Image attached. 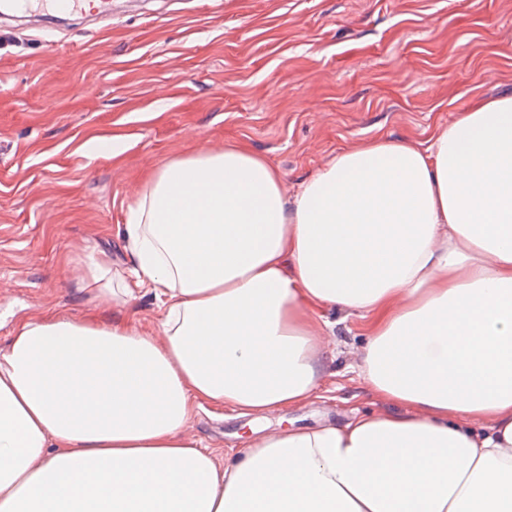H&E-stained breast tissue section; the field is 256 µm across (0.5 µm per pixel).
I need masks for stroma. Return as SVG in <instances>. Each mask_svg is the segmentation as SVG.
Segmentation results:
<instances>
[{"mask_svg":"<svg viewBox=\"0 0 512 512\" xmlns=\"http://www.w3.org/2000/svg\"><path fill=\"white\" fill-rule=\"evenodd\" d=\"M512 96V0H140L105 22L0 16V349L13 326L100 303L91 254L130 270L117 227L165 162L242 142L286 195L380 137L422 147L479 100ZM326 374L259 426L341 425L383 410L353 372L362 324L331 312ZM188 437L230 457L246 418L199 409Z\"/></svg>","mask_w":512,"mask_h":512,"instance_id":"obj_1","label":"stroma"}]
</instances>
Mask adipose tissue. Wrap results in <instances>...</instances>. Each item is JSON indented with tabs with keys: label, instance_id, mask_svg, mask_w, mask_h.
Returning <instances> with one entry per match:
<instances>
[{
	"label": "adipose tissue",
	"instance_id": "obj_1",
	"mask_svg": "<svg viewBox=\"0 0 512 512\" xmlns=\"http://www.w3.org/2000/svg\"><path fill=\"white\" fill-rule=\"evenodd\" d=\"M122 232L129 278L107 285L103 256L85 276L111 314L18 322L0 352V512H512V96L423 148L338 152L291 197L253 150H198ZM333 310L389 411L222 460L184 437L207 404L310 402ZM131 309L148 327L154 326L161 316L160 303L152 293L141 292L132 303Z\"/></svg>",
	"mask_w": 512,
	"mask_h": 512
}]
</instances>
